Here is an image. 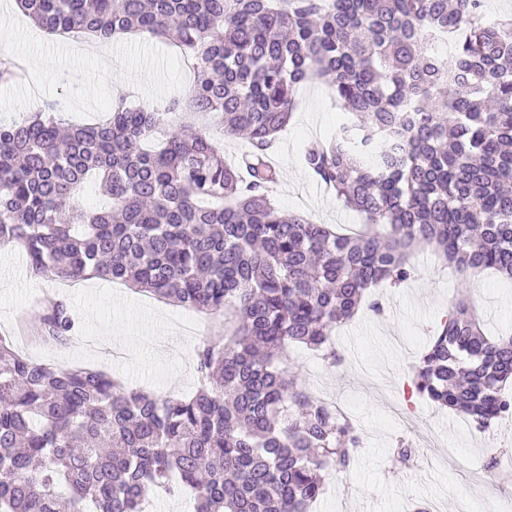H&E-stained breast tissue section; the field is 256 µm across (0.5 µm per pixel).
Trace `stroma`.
<instances>
[{
  "label": "stroma",
  "mask_w": 512,
  "mask_h": 512,
  "mask_svg": "<svg viewBox=\"0 0 512 512\" xmlns=\"http://www.w3.org/2000/svg\"><path fill=\"white\" fill-rule=\"evenodd\" d=\"M299 101L287 131L270 153L281 170L274 191L277 205L343 233L358 230L363 217L328 193L302 158L308 140L335 134L343 113L319 81L306 84ZM415 263L417 272L407 283L377 288L382 313L363 307L352 322L337 328L341 366L327 367L315 351L304 347L289 351L287 363L300 367L306 387L346 406L362 436L352 465L327 477L312 512H414L434 500L454 504L461 495L483 498L490 512H512V461L490 470L486 484L471 481L472 469L491 448L512 449V424L496 428L494 442L488 445L464 416L434 410L431 402L409 393V367L440 332L457 294L454 274L442 268L433 252H419ZM48 297L66 305L75 322L72 337L62 347L18 340L30 358L64 367L95 365L130 387L155 394L179 396L194 389L192 358L195 346L213 329L208 317L101 279L62 286L35 276L17 247L0 246V335L33 322L35 299ZM469 297L488 334L512 327V281L481 274ZM408 403L454 448L448 464H439L436 448L421 449L414 466L395 463L393 450L407 435L395 410Z\"/></svg>",
  "instance_id": "stroma-1"
}]
</instances>
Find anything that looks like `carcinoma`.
<instances>
[{
	"label": "carcinoma",
	"mask_w": 512,
	"mask_h": 512,
	"mask_svg": "<svg viewBox=\"0 0 512 512\" xmlns=\"http://www.w3.org/2000/svg\"><path fill=\"white\" fill-rule=\"evenodd\" d=\"M53 34L137 33L194 61L165 107L121 97L72 125L53 101L0 122V245L50 280L95 277L218 320L194 349L186 398L127 389L92 365L35 361L0 336V512H142L189 492L191 512H309L361 436L283 363L331 343L370 288L414 277L432 249L458 273L415 392L481 431L512 414V334L488 336L465 299L512 280V18L485 0H18ZM326 83L347 119L307 143L306 167L371 227L339 234L279 211L269 159L300 87ZM250 150L229 166L199 120ZM109 200L80 204L88 178ZM31 335L74 321L39 308Z\"/></svg>",
	"instance_id": "obj_1"
}]
</instances>
